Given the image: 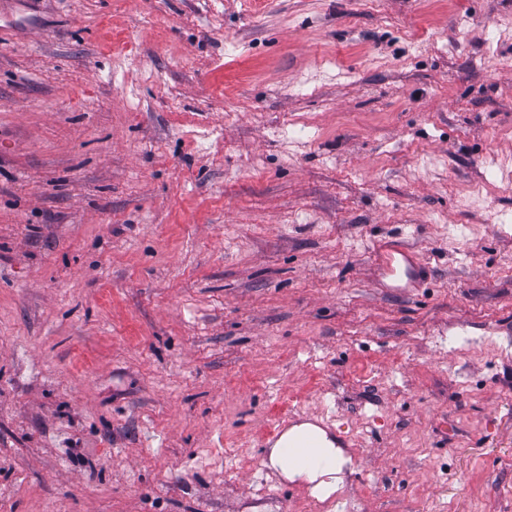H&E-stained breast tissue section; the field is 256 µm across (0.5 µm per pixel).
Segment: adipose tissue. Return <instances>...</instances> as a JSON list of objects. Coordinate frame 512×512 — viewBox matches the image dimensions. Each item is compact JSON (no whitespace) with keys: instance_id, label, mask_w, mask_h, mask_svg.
Masks as SVG:
<instances>
[{"instance_id":"ef3b65f1","label":"adipose tissue","mask_w":512,"mask_h":512,"mask_svg":"<svg viewBox=\"0 0 512 512\" xmlns=\"http://www.w3.org/2000/svg\"><path fill=\"white\" fill-rule=\"evenodd\" d=\"M348 463L327 432L309 422L293 426L268 451L270 468L288 481L307 484L320 501L339 490Z\"/></svg>"}]
</instances>
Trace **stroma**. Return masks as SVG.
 Instances as JSON below:
<instances>
[{
  "label": "stroma",
  "mask_w": 512,
  "mask_h": 512,
  "mask_svg": "<svg viewBox=\"0 0 512 512\" xmlns=\"http://www.w3.org/2000/svg\"><path fill=\"white\" fill-rule=\"evenodd\" d=\"M0 512H512V0H0ZM383 276L390 288H419L423 282L424 263L414 251L391 245L379 258ZM288 443H304V456L290 453ZM268 466L290 482L307 484L310 493L319 501L338 491L349 458L326 431L315 424L305 422L293 426L281 435L268 451Z\"/></svg>",
  "instance_id": "stroma-1"
}]
</instances>
